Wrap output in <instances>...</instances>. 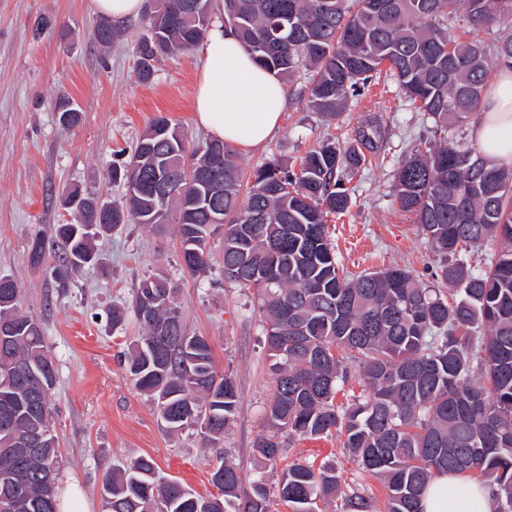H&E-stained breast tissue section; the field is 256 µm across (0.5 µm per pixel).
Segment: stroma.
Wrapping results in <instances>:
<instances>
[{"instance_id":"35a3bbf8","label":"stroma","mask_w":512,"mask_h":512,"mask_svg":"<svg viewBox=\"0 0 512 512\" xmlns=\"http://www.w3.org/2000/svg\"><path fill=\"white\" fill-rule=\"evenodd\" d=\"M98 20L91 0H0V277L17 282L20 311L43 327L57 370L50 412L60 444L61 487L77 485L90 512H103L104 475L140 456L155 460L160 477L203 496L213 494L211 473L222 459L243 478L263 475L272 491L288 465L328 462L336 467L340 496L321 504L320 512H344V497L356 492L383 512V484L361 470L342 437L284 438V455L274 466L256 456L253 444L266 430L275 376L252 293L224 277L223 236L210 238V268L201 277L181 268L173 224L117 227L97 240L96 264L76 270L64 288L50 275L55 249L47 250L42 264L30 262L34 231L51 233L72 218L61 201L63 190L87 189L106 201H123L125 188L112 182L110 169L154 115H168L189 139L207 137L193 112L200 49L160 58L153 81L144 83L136 67L143 19L122 23L121 36L107 47L94 39ZM308 81L303 72L287 82L280 126L265 144L239 150V163L249 170L274 157L295 169L312 147L328 139L351 141L366 120L378 117L384 131L379 162L353 180L348 210L330 215L331 243L349 274L398 266L422 286L436 287L432 273L439 258L394 192L402 156L420 141H437L433 122L413 111L389 79L350 97L342 115L330 121L308 109ZM62 94L81 111L71 128L61 127L55 112ZM158 271L177 289L189 332L209 338L217 371L231 374L237 385V413L214 446L196 429L166 433L155 406L126 372L128 344L141 332L128 312L131 298L139 282ZM116 308L127 311L117 324Z\"/></svg>"}]
</instances>
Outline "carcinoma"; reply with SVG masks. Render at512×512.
I'll return each mask as SVG.
<instances>
[{"mask_svg":"<svg viewBox=\"0 0 512 512\" xmlns=\"http://www.w3.org/2000/svg\"><path fill=\"white\" fill-rule=\"evenodd\" d=\"M217 18L277 76L311 71L307 106L329 120L384 74L446 131L480 108L492 65L512 64V0H153L148 35L137 44L139 79L150 81L159 57L202 44ZM456 20L471 38L449 32ZM485 31L494 34L488 46L478 39ZM118 36L107 20L95 29L103 46ZM56 112L65 127L80 120L64 94ZM379 136L373 120L347 146L328 140L308 151L296 171L273 158L247 174L232 146L191 142L158 114L129 160L112 167L125 203L100 210L95 193L73 191L84 205L72 209L74 222L53 228L60 247L53 278L66 286L95 262V239L129 222L178 225L181 267L201 276L211 227L221 222L224 264L251 269L234 284L254 292L275 374L268 430L254 444L261 459L276 464L282 431L303 439L334 431L362 470L386 485V512H422L423 491L440 473L479 479L493 490V512H512V169L453 140L414 147L398 163L395 198L441 256L440 287L424 288L399 268L350 276L327 237L326 215L348 208L347 184ZM169 176L185 190L161 204L155 191ZM491 238L502 249L486 268L459 258ZM45 256L38 231L29 257L40 264ZM19 295L14 280L0 277V324L12 330L0 342V512H58L60 452L49 408L56 368L42 329H30L31 318L17 311ZM131 309L142 333L126 369L165 431L198 427L207 442L221 439L238 409L236 383L216 371L209 339L187 333L168 277L142 279ZM338 349L357 362L364 391L345 409L334 405L347 379ZM211 483L218 494H195L138 457L105 474L101 497L104 512H272L261 477L248 482L223 462ZM337 486L334 466L294 463L278 497L291 512H317ZM344 506L373 509L360 493Z\"/></svg>","mask_w":512,"mask_h":512,"instance_id":"1","label":"carcinoma"}]
</instances>
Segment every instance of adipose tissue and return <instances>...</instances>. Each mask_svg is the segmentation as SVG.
<instances>
[{
    "label": "adipose tissue",
    "instance_id": "adipose-tissue-1",
    "mask_svg": "<svg viewBox=\"0 0 512 512\" xmlns=\"http://www.w3.org/2000/svg\"><path fill=\"white\" fill-rule=\"evenodd\" d=\"M194 113L213 138L238 147L263 143L287 108L284 83L259 67L238 37L213 22L202 46ZM470 137L493 164L512 166V68L500 67L483 96ZM491 489L460 475L434 477L422 497L423 512H489Z\"/></svg>",
    "mask_w": 512,
    "mask_h": 512
}]
</instances>
